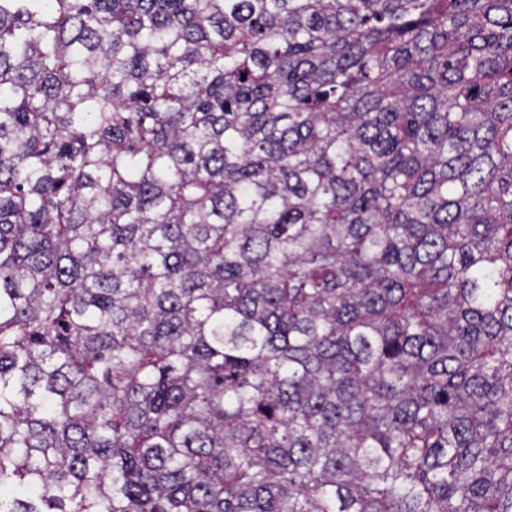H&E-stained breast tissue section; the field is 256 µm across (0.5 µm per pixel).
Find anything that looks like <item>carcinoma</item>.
<instances>
[{
  "label": "carcinoma",
  "mask_w": 512,
  "mask_h": 512,
  "mask_svg": "<svg viewBox=\"0 0 512 512\" xmlns=\"http://www.w3.org/2000/svg\"><path fill=\"white\" fill-rule=\"evenodd\" d=\"M0 512H512V0H0Z\"/></svg>",
  "instance_id": "cac0c4a2"
}]
</instances>
